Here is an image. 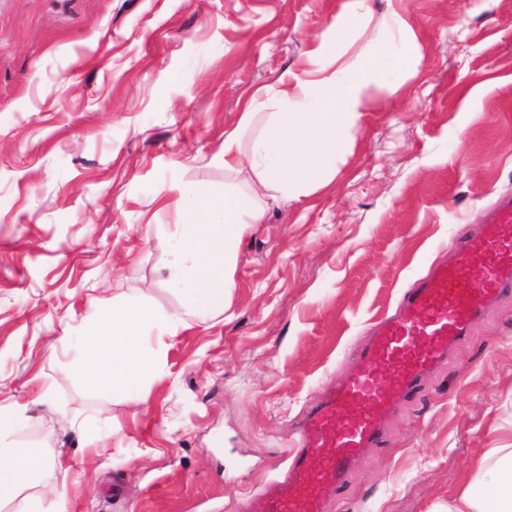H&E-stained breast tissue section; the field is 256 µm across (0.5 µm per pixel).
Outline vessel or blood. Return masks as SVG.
Instances as JSON below:
<instances>
[{
	"mask_svg": "<svg viewBox=\"0 0 512 512\" xmlns=\"http://www.w3.org/2000/svg\"><path fill=\"white\" fill-rule=\"evenodd\" d=\"M481 236L458 239L453 258L433 266L379 321L356 367L309 407L284 474L252 512H327L364 449L380 447L393 412L447 362L487 307L512 291V197L486 215Z\"/></svg>",
	"mask_w": 512,
	"mask_h": 512,
	"instance_id": "b4317fda",
	"label": "vessel or blood"
}]
</instances>
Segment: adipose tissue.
<instances>
[{
    "label": "adipose tissue",
    "mask_w": 512,
    "mask_h": 512,
    "mask_svg": "<svg viewBox=\"0 0 512 512\" xmlns=\"http://www.w3.org/2000/svg\"><path fill=\"white\" fill-rule=\"evenodd\" d=\"M375 76L372 60L359 58L278 90L277 110L268 117L251 109L242 112L236 128L224 137L222 161L228 171L250 164L262 195L185 189L183 222L161 243L177 268L171 286L187 314L204 321L223 315L234 286L236 249L262 222L268 202L315 191L333 180L336 155L352 147L349 134L362 118L364 90ZM152 327L160 336H173L179 320L116 291L111 316L92 335L78 339L82 371L106 379L109 389L134 395L139 382L161 372L159 357L149 346ZM24 413L23 406L0 404V506L21 497L26 512H40V497L32 492L37 478L49 476L62 495L68 469L41 449L13 444ZM470 472L469 482L449 494L442 512H512V447L485 449Z\"/></svg>",
    "instance_id": "adipose-tissue-1"
}]
</instances>
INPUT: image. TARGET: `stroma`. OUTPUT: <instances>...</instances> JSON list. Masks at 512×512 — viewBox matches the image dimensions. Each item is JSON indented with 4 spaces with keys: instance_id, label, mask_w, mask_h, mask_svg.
<instances>
[{
    "instance_id": "1",
    "label": "stroma",
    "mask_w": 512,
    "mask_h": 512,
    "mask_svg": "<svg viewBox=\"0 0 512 512\" xmlns=\"http://www.w3.org/2000/svg\"><path fill=\"white\" fill-rule=\"evenodd\" d=\"M0 0V403L61 456L44 512H248L368 328L512 195V0ZM407 21L405 35L395 25ZM375 57L335 178L270 206L223 318L184 315L160 239L185 186L256 194L224 136L260 88ZM184 328L140 403L78 372L113 289ZM512 446V293L356 460L328 512H438Z\"/></svg>"
}]
</instances>
